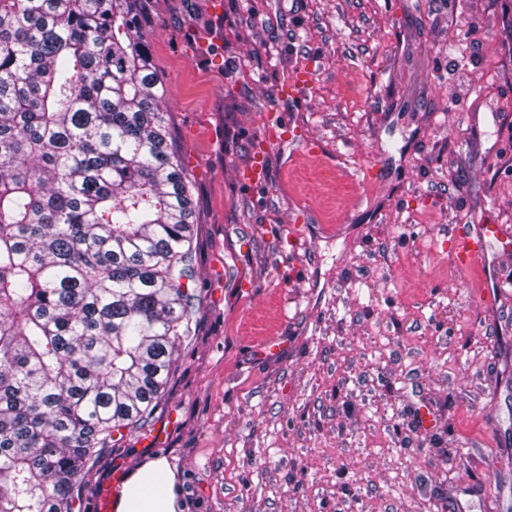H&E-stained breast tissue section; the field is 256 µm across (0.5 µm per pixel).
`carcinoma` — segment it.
<instances>
[{"mask_svg":"<svg viewBox=\"0 0 512 512\" xmlns=\"http://www.w3.org/2000/svg\"><path fill=\"white\" fill-rule=\"evenodd\" d=\"M166 99L136 0H0V512H74L191 336Z\"/></svg>","mask_w":512,"mask_h":512,"instance_id":"1","label":"carcinoma"}]
</instances>
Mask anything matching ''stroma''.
<instances>
[{
	"label": "stroma",
	"mask_w": 512,
	"mask_h": 512,
	"mask_svg": "<svg viewBox=\"0 0 512 512\" xmlns=\"http://www.w3.org/2000/svg\"><path fill=\"white\" fill-rule=\"evenodd\" d=\"M196 204L194 335L72 488L173 463L175 512H512V0H144ZM314 83L265 136L276 91ZM260 163L261 188L240 168ZM312 81V75L305 70L292 73L288 76V80L284 86L279 89V99L295 102L302 101L308 90H310ZM487 237L505 238L502 224L483 225L476 230L457 225L452 235V249L457 264L463 268L482 269L486 264L485 242Z\"/></svg>",
	"instance_id": "obj_1"
}]
</instances>
